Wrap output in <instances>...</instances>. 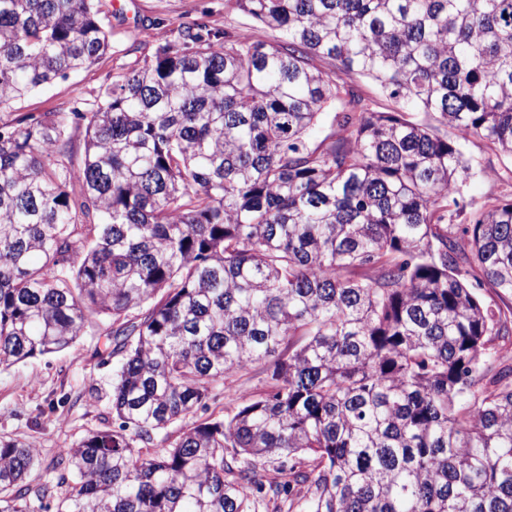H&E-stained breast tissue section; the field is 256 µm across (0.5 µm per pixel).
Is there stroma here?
I'll return each mask as SVG.
<instances>
[{"label":"stroma","mask_w":512,"mask_h":512,"mask_svg":"<svg viewBox=\"0 0 512 512\" xmlns=\"http://www.w3.org/2000/svg\"><path fill=\"white\" fill-rule=\"evenodd\" d=\"M225 0H102L110 50L88 68L57 80L25 100L0 106V119L21 113L59 112L78 99H90L109 84L113 75L152 54L161 39L176 38L182 24L201 20L212 30H230L254 41L270 42L276 31L248 16L224 7ZM475 174L464 192L473 207L512 199V157L496 153L478 137L461 142ZM110 317L90 315L83 334L65 351L36 356L8 369H0V436L35 443L38 461L32 471L34 485L58 495V474L50 462L59 448L112 423L106 395L119 364L112 356L108 333ZM97 381L102 394L85 393Z\"/></svg>","instance_id":"obj_1"}]
</instances>
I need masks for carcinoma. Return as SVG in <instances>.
<instances>
[{
    "instance_id": "carcinoma-1",
    "label": "carcinoma",
    "mask_w": 512,
    "mask_h": 512,
    "mask_svg": "<svg viewBox=\"0 0 512 512\" xmlns=\"http://www.w3.org/2000/svg\"><path fill=\"white\" fill-rule=\"evenodd\" d=\"M224 7L281 40L184 25L93 102L0 123V369L91 314L121 355L54 512H512V308L475 292L512 297V200L448 224L460 142L512 156V0ZM101 14L0 0V105L102 55ZM264 360L265 390L209 413ZM36 461L0 437V512L45 508ZM324 70L335 71L336 82L354 85L367 100L370 107L377 112H391L394 108L393 102L387 98L378 87L369 80L362 78H351L344 71L336 68L332 62L320 61L317 63Z\"/></svg>"
}]
</instances>
